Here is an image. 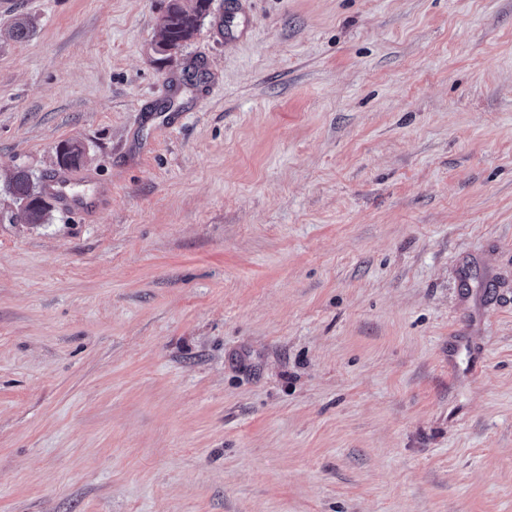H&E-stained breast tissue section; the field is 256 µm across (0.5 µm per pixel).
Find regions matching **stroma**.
<instances>
[{
    "instance_id": "1",
    "label": "stroma",
    "mask_w": 512,
    "mask_h": 512,
    "mask_svg": "<svg viewBox=\"0 0 512 512\" xmlns=\"http://www.w3.org/2000/svg\"><path fill=\"white\" fill-rule=\"evenodd\" d=\"M229 1L0 10V512H512V0ZM199 3L188 11L177 0H169L165 12L159 19L161 44L157 49L159 60L172 58L198 31L201 20L207 15L210 0H196ZM13 196L23 204L24 214L29 224H44L49 212L44 189H37L30 175L23 169L14 172L8 182ZM72 181H74V177L71 173L64 171L52 174L45 183L54 200L61 208L88 211V206L82 198L69 193L67 187Z\"/></svg>"
}]
</instances>
